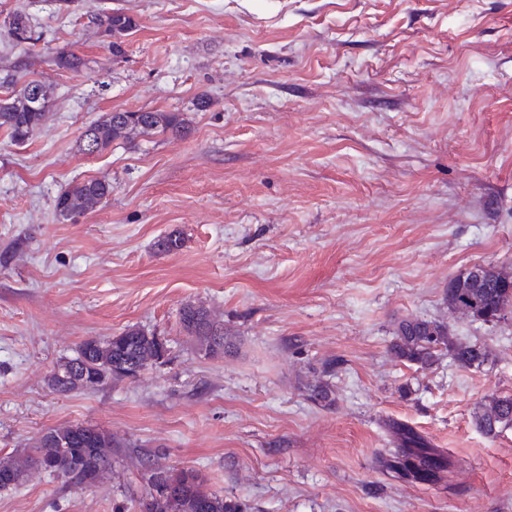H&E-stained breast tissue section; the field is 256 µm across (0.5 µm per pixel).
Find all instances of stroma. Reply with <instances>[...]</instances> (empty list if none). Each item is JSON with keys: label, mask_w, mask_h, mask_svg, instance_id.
Wrapping results in <instances>:
<instances>
[{"label": "stroma", "mask_w": 512, "mask_h": 512, "mask_svg": "<svg viewBox=\"0 0 512 512\" xmlns=\"http://www.w3.org/2000/svg\"><path fill=\"white\" fill-rule=\"evenodd\" d=\"M113 9L135 22L118 54L93 22ZM16 11L42 41H13ZM20 76L53 95L25 142L0 129V457L69 423L120 446L99 484L33 469L0 512H135L156 466L242 512H512V428L475 420L512 396V311L482 323L446 302L473 265L512 272V0H0V98ZM116 110L189 130L83 154V127ZM88 178L111 196L59 217L61 187ZM169 235L181 249L159 252ZM188 303L223 320L224 357L185 335ZM412 317L489 361L398 360ZM132 326L169 363L49 388L81 342ZM323 380L328 409L306 398ZM396 422L452 459L441 483L376 468ZM475 418L480 429L487 435H495L500 429L512 428V397L490 396L478 406Z\"/></svg>", "instance_id": "1"}]
</instances>
